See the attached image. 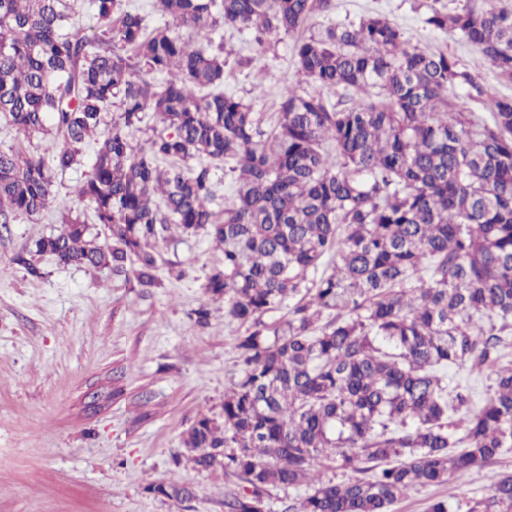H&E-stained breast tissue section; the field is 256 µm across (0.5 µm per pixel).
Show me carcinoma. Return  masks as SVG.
Returning a JSON list of instances; mask_svg holds the SVG:
<instances>
[{"label":"carcinoma","mask_w":512,"mask_h":512,"mask_svg":"<svg viewBox=\"0 0 512 512\" xmlns=\"http://www.w3.org/2000/svg\"><path fill=\"white\" fill-rule=\"evenodd\" d=\"M92 7L91 39L70 30L73 0H0V114L29 140L61 139L50 157L0 150V224L54 206L62 227L37 253L130 266L145 288L170 226L222 246L203 288L244 327L239 371L222 420L200 414L182 445L198 469L237 480L224 512H266L269 489L302 485L284 512H390L512 448V362L501 363L512 347V96L380 14L305 35L334 0H155L171 24L153 30L121 0ZM425 7L426 24L459 32L512 83V8ZM224 27L255 31L261 46L293 37L314 89L288 86L265 123L224 93L223 46L193 40ZM457 87L486 112L449 102ZM334 88L348 101L332 102ZM148 112L162 129L137 148ZM94 136L77 196L105 244L54 193ZM221 164L235 192L215 210ZM451 367L492 369L487 396L451 383ZM488 481L466 512H512V474Z\"/></svg>","instance_id":"carcinoma-1"}]
</instances>
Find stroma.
Here are the masks:
<instances>
[{
  "label": "stroma",
  "mask_w": 512,
  "mask_h": 512,
  "mask_svg": "<svg viewBox=\"0 0 512 512\" xmlns=\"http://www.w3.org/2000/svg\"><path fill=\"white\" fill-rule=\"evenodd\" d=\"M307 33L378 13L412 42L454 56L494 93L512 95L492 65L459 33L432 30L418 0H335ZM293 39L278 41L258 69L227 65L224 91L277 112L299 79ZM59 228L56 209L0 227V512H224L235 478L200 470L182 447L200 413L221 418L236 366L237 322L223 310L199 326L194 309L223 253L204 233L175 229L156 247L160 283L133 273L63 266L37 254L36 241ZM182 270L170 278V268ZM486 470L421 488L393 512H425L447 499L449 512L482 497ZM180 484L194 495L173 501L149 490Z\"/></svg>",
  "instance_id": "stroma-1"
}]
</instances>
